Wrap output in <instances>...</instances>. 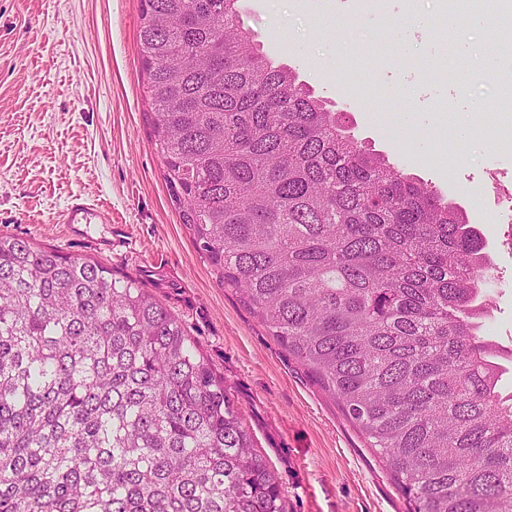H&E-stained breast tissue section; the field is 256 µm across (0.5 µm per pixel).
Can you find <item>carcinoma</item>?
<instances>
[{
    "instance_id": "cac0c4a2",
    "label": "carcinoma",
    "mask_w": 512,
    "mask_h": 512,
    "mask_svg": "<svg viewBox=\"0 0 512 512\" xmlns=\"http://www.w3.org/2000/svg\"><path fill=\"white\" fill-rule=\"evenodd\" d=\"M239 0H145L154 144L196 249L409 512H512L492 263L438 189L276 67ZM0 512H285L224 376L139 282L0 236Z\"/></svg>"
}]
</instances>
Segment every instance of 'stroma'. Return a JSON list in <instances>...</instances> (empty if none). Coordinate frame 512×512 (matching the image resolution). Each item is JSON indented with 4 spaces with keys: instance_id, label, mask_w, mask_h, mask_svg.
Segmentation results:
<instances>
[{
    "instance_id": "stroma-1",
    "label": "stroma",
    "mask_w": 512,
    "mask_h": 512,
    "mask_svg": "<svg viewBox=\"0 0 512 512\" xmlns=\"http://www.w3.org/2000/svg\"><path fill=\"white\" fill-rule=\"evenodd\" d=\"M241 19L264 54L348 114L356 137L432 182L466 208L486 238L500 285L485 332L512 347V247L495 214L471 208L483 171L512 176L507 84L489 52L500 28L469 13L444 29L441 0H241ZM141 0H0V234L136 279L182 322L224 374L281 482L287 512H408L380 459L335 401L288 356L200 257L164 180L153 142L139 54ZM428 30L419 39L416 28ZM434 78L433 108L416 90L387 92L404 75ZM463 85L481 112L459 111L448 84ZM489 124L494 135L474 139ZM455 158V170L433 162ZM111 210L108 224H63L72 196Z\"/></svg>"
}]
</instances>
